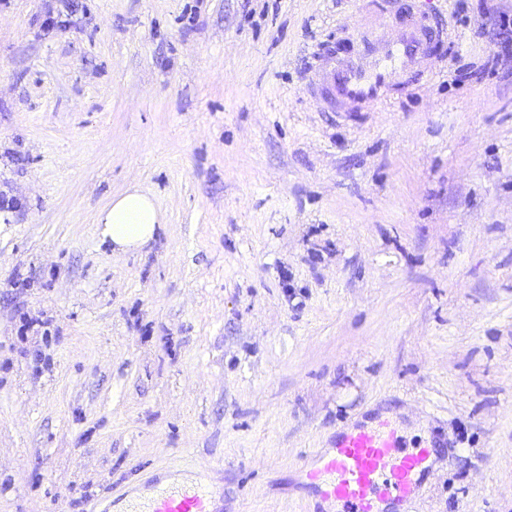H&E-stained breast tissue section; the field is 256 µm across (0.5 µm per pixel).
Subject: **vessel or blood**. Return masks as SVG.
<instances>
[{
  "label": "vessel or blood",
  "mask_w": 512,
  "mask_h": 512,
  "mask_svg": "<svg viewBox=\"0 0 512 512\" xmlns=\"http://www.w3.org/2000/svg\"><path fill=\"white\" fill-rule=\"evenodd\" d=\"M442 29L406 4L382 23L356 22L342 54H327L309 78L317 104L334 112H372L434 77V44ZM430 445L406 449L388 423L338 432L330 452L320 455L308 479L330 512H394L412 498L430 471ZM219 491L201 473L169 484L156 483L128 500L124 512H216Z\"/></svg>",
  "instance_id": "obj_1"
}]
</instances>
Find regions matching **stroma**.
Instances as JSON below:
<instances>
[{
    "label": "stroma",
    "instance_id": "obj_1",
    "mask_svg": "<svg viewBox=\"0 0 512 512\" xmlns=\"http://www.w3.org/2000/svg\"><path fill=\"white\" fill-rule=\"evenodd\" d=\"M434 80L357 116L305 69L369 0H0V512L198 467L224 512L388 418L405 512H512V0H419ZM167 215L114 254L130 185ZM97 224L102 242H109L112 252L126 254L148 245L166 224V215L152 195L130 186L100 210Z\"/></svg>",
    "mask_w": 512,
    "mask_h": 512
}]
</instances>
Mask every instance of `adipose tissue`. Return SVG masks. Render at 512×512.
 Wrapping results in <instances>:
<instances>
[{"label":"adipose tissue","mask_w":512,"mask_h":512,"mask_svg":"<svg viewBox=\"0 0 512 512\" xmlns=\"http://www.w3.org/2000/svg\"><path fill=\"white\" fill-rule=\"evenodd\" d=\"M165 222L155 198L135 186L113 196L97 217L101 240L110 243L117 254L141 250Z\"/></svg>","instance_id":"obj_1"}]
</instances>
